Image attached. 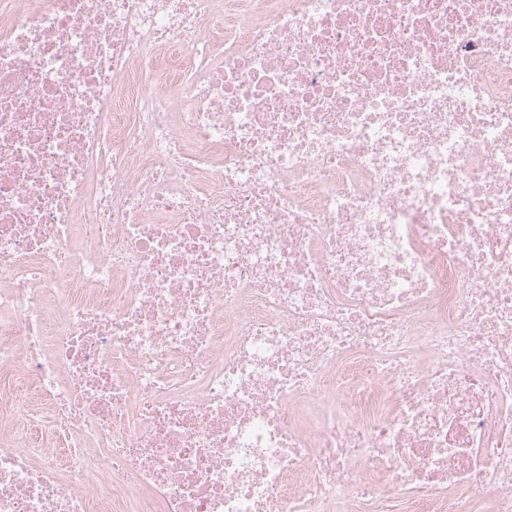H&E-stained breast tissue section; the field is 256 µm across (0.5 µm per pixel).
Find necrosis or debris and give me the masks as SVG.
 Segmentation results:
<instances>
[{"mask_svg": "<svg viewBox=\"0 0 512 512\" xmlns=\"http://www.w3.org/2000/svg\"><path fill=\"white\" fill-rule=\"evenodd\" d=\"M0 512H512V0H0Z\"/></svg>", "mask_w": 512, "mask_h": 512, "instance_id": "1", "label": "necrosis or debris"}]
</instances>
